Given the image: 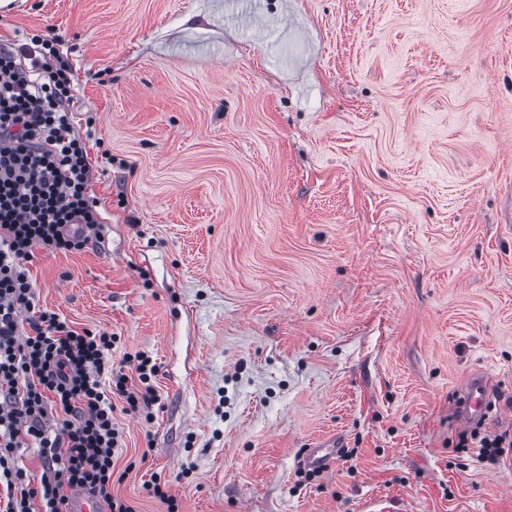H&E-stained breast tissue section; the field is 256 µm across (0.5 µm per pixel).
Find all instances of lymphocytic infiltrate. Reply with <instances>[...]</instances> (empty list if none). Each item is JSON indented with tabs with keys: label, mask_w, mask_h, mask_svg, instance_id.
<instances>
[{
	"label": "lymphocytic infiltrate",
	"mask_w": 512,
	"mask_h": 512,
	"mask_svg": "<svg viewBox=\"0 0 512 512\" xmlns=\"http://www.w3.org/2000/svg\"><path fill=\"white\" fill-rule=\"evenodd\" d=\"M55 38L28 46L0 43V477L5 512H63L67 490L81 487L106 512H133L112 494V460L119 433L113 396L128 411L155 399L157 368L145 354L134 374L112 363V338L76 330L54 312L38 309L27 264L35 249L78 251L85 237L70 225L100 222L87 194L92 165L75 131L73 70L58 60ZM28 313V334L19 317ZM63 415L49 432L48 406ZM37 447L39 480L10 462L21 447Z\"/></svg>",
	"instance_id": "obj_1"
}]
</instances>
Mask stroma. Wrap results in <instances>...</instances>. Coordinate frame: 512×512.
Returning <instances> with one entry per match:
<instances>
[{
	"instance_id": "1",
	"label": "stroma",
	"mask_w": 512,
	"mask_h": 512,
	"mask_svg": "<svg viewBox=\"0 0 512 512\" xmlns=\"http://www.w3.org/2000/svg\"><path fill=\"white\" fill-rule=\"evenodd\" d=\"M59 36L101 219L40 309L152 357L113 398L135 512H512V0H12ZM353 450L312 480L306 449ZM489 401V377L483 372H474L467 383L458 390L454 405L455 422L463 428H470L480 420H487ZM484 424H479L476 429L470 433V439L467 435H462L458 443L454 446L461 451L476 449L478 456L483 459H494L505 452V448L512 447V437H509L507 431L500 434H491L489 431L481 429Z\"/></svg>"
}]
</instances>
